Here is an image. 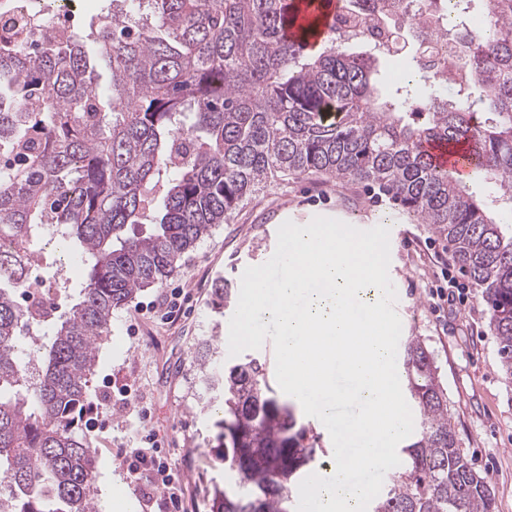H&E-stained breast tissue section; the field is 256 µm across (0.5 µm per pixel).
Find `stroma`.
<instances>
[{"mask_svg":"<svg viewBox=\"0 0 512 512\" xmlns=\"http://www.w3.org/2000/svg\"><path fill=\"white\" fill-rule=\"evenodd\" d=\"M317 216L353 226L392 221L397 235L389 276L403 301L401 338L417 336L428 346L448 394L459 447L491 488L495 512H512V381L498 368V343L480 289L471 288L466 302H459L450 282H467L466 273L456 266L444 276L432 259L433 253L447 250V242L427 225L411 222L378 186L292 177L241 202L185 257L179 275L141 291L113 318L81 422L97 450L96 482L112 485L104 512H159L157 502L147 500L127 474L124 451L144 431L158 438L180 468L184 512H209L213 493L228 474L215 460L219 442L213 418L197 398L194 344L207 336H227L237 307L233 301L216 306L212 284L221 278L239 290L244 269L273 255L283 222L306 224ZM173 288L186 293L173 321L140 313L141 305ZM438 288L447 289L448 304L433 303L431 293ZM126 387L135 401L147 405L146 421L129 415L120 401Z\"/></svg>","mask_w":512,"mask_h":512,"instance_id":"1","label":"stroma"}]
</instances>
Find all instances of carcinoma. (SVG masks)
Here are the masks:
<instances>
[{
  "mask_svg": "<svg viewBox=\"0 0 512 512\" xmlns=\"http://www.w3.org/2000/svg\"><path fill=\"white\" fill-rule=\"evenodd\" d=\"M444 0H403L401 15ZM294 0H112L90 32L66 42L0 0V512H100L97 455L79 432L89 376L112 316L139 292L179 274L181 261L233 209L286 175L368 182L444 237L479 288L512 379V0H487L483 31L459 39L466 78L452 95L412 54V104L382 96L380 60L400 41L366 30L319 50L289 38ZM108 75V87L97 78ZM432 142L456 144L487 192L438 166ZM151 223L152 233L128 229ZM72 245L87 270L69 310L18 302L66 283L36 274L56 264L47 236ZM216 337L199 344V399L218 398L234 485L210 512H291L309 474L293 406L256 358L226 366ZM404 364L420 421L417 441L372 512H494L483 477L458 448L446 392L421 338Z\"/></svg>",
  "mask_w": 512,
  "mask_h": 512,
  "instance_id": "cac0c4a2",
  "label": "carcinoma"
}]
</instances>
